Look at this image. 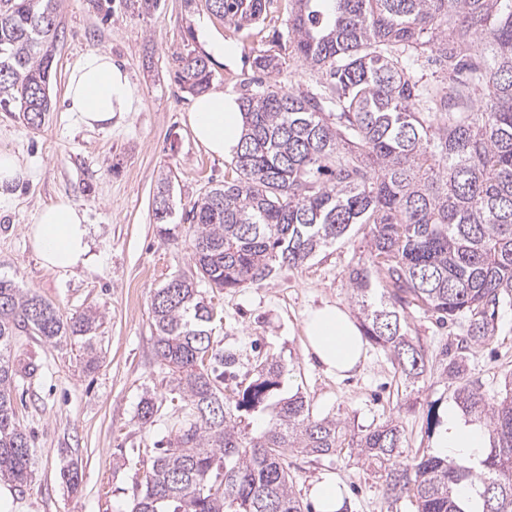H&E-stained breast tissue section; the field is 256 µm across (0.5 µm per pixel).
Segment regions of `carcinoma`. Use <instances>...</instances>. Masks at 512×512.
Returning <instances> with one entry per match:
<instances>
[{
    "mask_svg": "<svg viewBox=\"0 0 512 512\" xmlns=\"http://www.w3.org/2000/svg\"><path fill=\"white\" fill-rule=\"evenodd\" d=\"M288 49L321 73L317 92L262 85L239 99L246 116L232 163L238 177L194 201V272L171 279L151 299L155 351L172 376L170 401L182 417L174 436L142 464L132 512H304L288 480L291 452L321 457L345 447L342 423L313 415L300 394L282 395L283 370L267 358L255 377L224 397L232 352L212 347L214 307L201 286H261L366 231L372 264L351 269V298L364 336L388 349L404 384L415 386L427 354L407 332L409 306L461 326L458 354L443 363L466 424L485 425L488 447L454 460L432 448L399 460L402 432L378 425L355 442L384 469L385 494L416 512H512V378L490 404L465 373V352L490 341L499 308L512 304V0H293ZM242 29L265 0H207ZM57 0H0V107H18L31 126L45 122ZM432 52L444 76L415 68ZM181 88L204 92L208 59L176 57ZM276 55L254 71H283ZM155 218H172L171 185L158 182ZM102 317L62 319L33 290L0 277V479L22 488L32 475L31 436L13 393L38 366L19 358L23 332L48 341L79 339L87 370L97 364ZM441 402L428 404L426 430L445 427ZM157 398L141 399L150 425ZM265 416L258 436L251 420Z\"/></svg>",
    "mask_w": 512,
    "mask_h": 512,
    "instance_id": "1",
    "label": "carcinoma"
}]
</instances>
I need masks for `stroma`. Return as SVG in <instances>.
Returning <instances> with one entry per match:
<instances>
[{
  "instance_id": "obj_1",
  "label": "stroma",
  "mask_w": 512,
  "mask_h": 512,
  "mask_svg": "<svg viewBox=\"0 0 512 512\" xmlns=\"http://www.w3.org/2000/svg\"><path fill=\"white\" fill-rule=\"evenodd\" d=\"M128 2L110 0L104 11L94 0H60L52 111L32 128L19 110H0V149L15 154L26 168L15 185L0 187V277L36 291L62 317L88 310L103 317L97 331L100 362L91 373L84 371L77 345L18 336L17 354L39 366L16 407L22 428L35 436L33 474L23 488L0 484V512H131L143 473L126 461L168 439L177 419L166 400L168 371L154 352L151 297L193 268L194 227L186 219L193 201L236 174L230 159L212 157L195 142L187 122L194 96L171 80L173 54L205 52L206 34H220L236 55L211 59V86L239 96L249 90L250 62L260 54L285 59L275 79L283 89L314 91L322 80L290 57L289 0H270L260 19L240 30L213 15L206 0H196L189 11L184 0H162L148 15L133 12ZM92 49L108 51L138 92L135 110L114 117L108 130L76 126L66 112L67 66ZM165 175L172 181L174 214L163 229L152 203ZM60 196L85 209L90 224L94 258L71 272L42 267L28 236L36 212ZM369 257L365 238L354 233L303 266L282 269L261 287L211 293L219 314L212 344L237 357L234 374L224 377L225 392H232L257 360L272 358L283 368L284 394L301 393L314 415L336 417L348 436L398 421L406 460L438 444L425 433L427 405L447 395L438 361L443 350L455 349L460 328L408 312V332L429 356L426 374L413 391L404 386L391 355L374 344L366 346L364 365L345 378L325 373L304 344L309 308L330 302L358 315L347 272ZM495 327L493 340L466 358L470 380L492 402L512 376V306L500 309ZM148 393L163 404L155 422L145 427L137 411ZM70 459L81 470L74 488L60 476ZM288 474L308 512L315 508L310 487L321 480L337 482L350 512H414L406 500L389 506L382 469L354 448L319 458L291 454Z\"/></svg>"
}]
</instances>
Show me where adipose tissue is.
Returning <instances> with one entry per match:
<instances>
[{"instance_id": "ef3b65f1", "label": "adipose tissue", "mask_w": 512, "mask_h": 512, "mask_svg": "<svg viewBox=\"0 0 512 512\" xmlns=\"http://www.w3.org/2000/svg\"><path fill=\"white\" fill-rule=\"evenodd\" d=\"M66 110L78 125L110 127L116 113L132 111L136 89L109 52L93 49L68 70ZM188 122L196 140L213 156L237 150L244 124L236 95L215 89L195 98ZM32 248L43 267L71 271L90 259L89 229L83 209L68 198L43 206L29 229ZM303 333L309 352L329 373L355 369L365 355L361 329L349 312L335 304L311 310Z\"/></svg>"}]
</instances>
